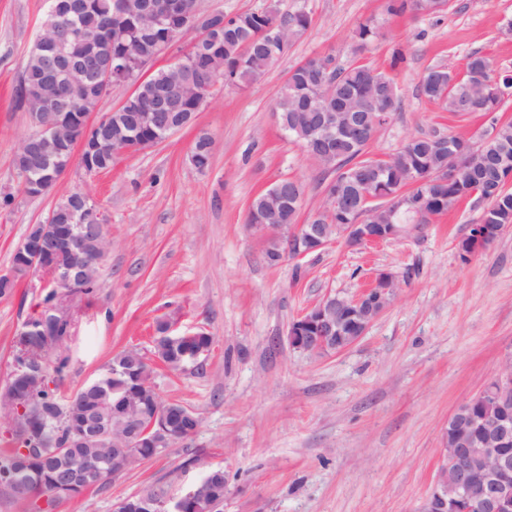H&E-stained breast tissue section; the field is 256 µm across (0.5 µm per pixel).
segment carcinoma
Wrapping results in <instances>:
<instances>
[{
	"label": "carcinoma",
	"instance_id": "1",
	"mask_svg": "<svg viewBox=\"0 0 512 512\" xmlns=\"http://www.w3.org/2000/svg\"><path fill=\"white\" fill-rule=\"evenodd\" d=\"M118 0H91L92 14L88 20L98 25L110 24ZM447 0H387L386 12L390 15L407 10L418 14H435L445 8ZM309 14L300 9L292 14L280 15L274 10L250 11L236 14L224 23L222 30L212 35L208 53L201 62L185 55L178 60L185 69L196 72L197 67L224 76V83L245 86L261 79L268 69L288 48V43L303 34L309 27ZM378 35V26L372 20L359 23L354 40L364 45ZM66 56L86 66V72L96 73V67L106 57L118 59L131 55L149 58L155 54V42L143 40L130 45L126 38H116L112 45L95 46L82 41L69 40L64 44ZM51 51L31 52L18 88V101L24 92H35L45 99L66 104V98L77 100L91 96L87 86L72 82L69 73L49 80L47 66ZM311 62L319 66L317 76L301 67H294L281 89L275 105L284 132L289 138L307 147V136L318 123L319 109L312 102L318 95L327 96L335 107L355 105L358 112L379 118V113L392 115L398 105L397 87L389 76L363 65L342 67L332 56H315ZM490 59L476 51L467 58L465 74L457 76L446 67L434 66L423 74L419 92L429 101L454 114L470 112H495L505 97L512 95V75H502L492 84ZM167 68L149 75L138 99L112 111L110 132L129 134L141 143L164 138L158 129L139 130L132 127V114L145 111L146 101L157 91L169 86ZM439 134L422 135L404 143L386 159L367 156L370 140L350 136L336 138L335 190L339 198H359L364 194L388 197L394 201L399 193L414 205L410 210L401 208L402 220L412 221L423 214V223L431 217L448 211L459 198L472 192L487 202L481 220L487 236L484 247H489L500 234V228L512 224V192L503 189L509 170L512 169V122L495 123L492 133L474 143L457 136H447L448 151L456 152L462 159L461 175L450 181L448 176L436 174L446 164L435 146ZM212 140L202 134L195 141L191 161L198 169L209 165ZM48 163L31 173L32 181L21 185L29 195H39L57 185L62 163L68 156L66 147L60 145L47 151ZM369 203L351 208L336 207L333 212L318 210L311 223L332 229L335 224H357ZM301 201L288 196V205L273 219L266 215L263 195L253 199L247 214L249 224L299 223ZM165 321L156 323L158 336L150 352L167 368L182 369V354L188 349H204L210 337L185 340L167 334ZM71 320L66 315L55 314V320L39 327L27 336L16 337L13 366H21L22 373L8 377L0 397L25 411L18 416L12 433L14 446L0 454V486L19 499L43 495L50 501L70 497L60 487L59 481L69 473V467L94 461L106 481L112 472L124 466L128 458L147 460L161 450L143 448H114L107 441L95 448L82 444L77 432L91 415L109 427L150 417L159 404H166L172 416L168 431L173 438L183 440L195 433L197 424L181 417L188 408L178 402H166L155 392V367L152 359L137 349L117 353L104 371L92 382L79 388L66 398L58 395L57 381L62 378L69 364V357L51 350L70 338ZM466 414L471 417L469 432L480 437L487 432V425L501 414L492 402H477ZM224 473L222 468L210 469L200 480L195 495L186 502L184 512H216L215 483L212 475Z\"/></svg>",
	"mask_w": 512,
	"mask_h": 512
}]
</instances>
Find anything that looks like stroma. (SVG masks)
Masks as SVG:
<instances>
[{"instance_id":"obj_1","label":"stroma","mask_w":512,"mask_h":512,"mask_svg":"<svg viewBox=\"0 0 512 512\" xmlns=\"http://www.w3.org/2000/svg\"><path fill=\"white\" fill-rule=\"evenodd\" d=\"M386 0H199L232 16L305 8L311 19L265 76L244 87L216 85L194 121L163 142L86 174L72 163L57 186L23 193L14 167L30 130L17 89L40 33L46 0H0V272L32 225L77 189L108 219L109 250L94 293L71 308L60 348L68 395L122 350H149L156 323L202 330L214 344L202 369L157 368L160 396L198 414L187 440L110 478L102 488L56 501L51 512H113L118 500L160 487L178 499L208 469L224 470L223 512H425L442 464L449 416L512 355V225L486 250L462 260L456 244L479 223L485 201L471 196L402 237L357 249L335 242L303 260L264 259L267 236L247 224L248 206L281 179L304 187L301 217L314 214L329 179L281 130L275 99L297 64L333 55L393 78L400 98L368 146L380 159L432 132L479 141L493 122L512 121V96L493 113L455 115L418 90L424 72L463 73L478 51L494 74L512 73V0H449L436 16L385 11ZM379 35L356 48L366 19ZM213 139L208 167L190 155ZM379 271L400 288L352 347L312 357L288 343V327L326 295H354ZM47 274H29L0 297V386L15 337L39 312Z\"/></svg>"}]
</instances>
